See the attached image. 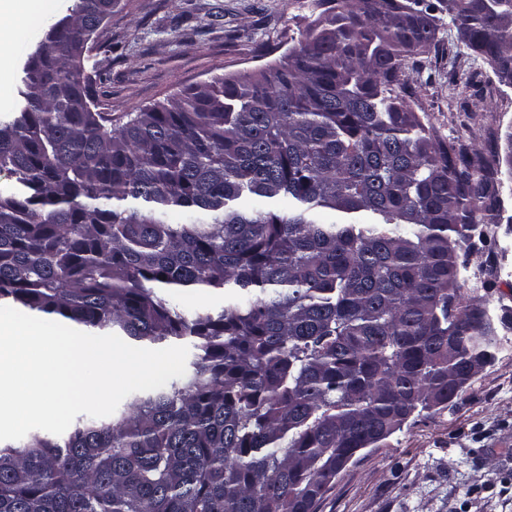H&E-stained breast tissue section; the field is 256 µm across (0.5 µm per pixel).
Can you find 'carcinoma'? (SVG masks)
<instances>
[{"mask_svg": "<svg viewBox=\"0 0 512 512\" xmlns=\"http://www.w3.org/2000/svg\"><path fill=\"white\" fill-rule=\"evenodd\" d=\"M109 2L48 27L0 119V303L189 342L193 372L62 438L0 445V512H316L346 461L495 359L459 275L498 169L402 92L445 25L511 69L512 0H321L278 62L108 129L79 49ZM162 288L224 303L187 316Z\"/></svg>", "mask_w": 512, "mask_h": 512, "instance_id": "1", "label": "carcinoma"}]
</instances>
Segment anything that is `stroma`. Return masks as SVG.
I'll return each mask as SVG.
<instances>
[{"label": "stroma", "instance_id": "1", "mask_svg": "<svg viewBox=\"0 0 512 512\" xmlns=\"http://www.w3.org/2000/svg\"><path fill=\"white\" fill-rule=\"evenodd\" d=\"M320 11L319 0H117L102 33L112 50L91 54L102 70L98 109L118 126L188 87L274 63ZM31 15L17 0L0 25V116L15 110L19 67L46 29ZM440 37L443 53L422 54L409 73L416 111L494 161L512 133V87L461 50L455 32ZM452 69L472 87H449ZM495 190L490 243L470 255L462 290L500 321L512 312V170L499 172ZM498 334L503 348L454 403L412 415L384 445L362 451L317 512H512V323L500 321Z\"/></svg>", "mask_w": 512, "mask_h": 512}]
</instances>
